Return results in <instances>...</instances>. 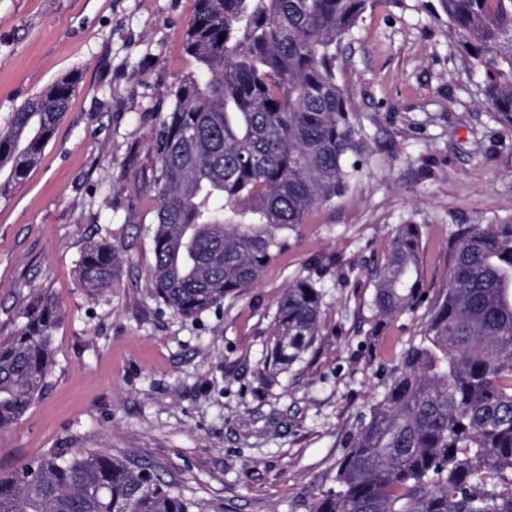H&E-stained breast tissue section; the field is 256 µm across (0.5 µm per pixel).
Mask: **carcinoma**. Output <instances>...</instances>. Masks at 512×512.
Returning <instances> with one entry per match:
<instances>
[{
	"instance_id": "1",
	"label": "carcinoma",
	"mask_w": 512,
	"mask_h": 512,
	"mask_svg": "<svg viewBox=\"0 0 512 512\" xmlns=\"http://www.w3.org/2000/svg\"><path fill=\"white\" fill-rule=\"evenodd\" d=\"M371 0H196L183 34L199 67L180 80L153 139L152 295L193 318L253 287L282 242L267 228L304 223L348 189L363 150L337 76V51ZM512 129V0H437ZM77 78L23 103L0 131V193L22 181L68 110ZM122 247L90 244L79 277L112 286ZM426 289L419 230L403 224L373 277L382 322L413 312ZM317 281H293L275 315L281 372L311 347L323 313ZM53 300L29 307L0 342V433L49 383ZM173 485L96 448H56L0 473V512H192ZM307 512H512V223L457 229L448 288L418 343L348 439L336 488Z\"/></svg>"
}]
</instances>
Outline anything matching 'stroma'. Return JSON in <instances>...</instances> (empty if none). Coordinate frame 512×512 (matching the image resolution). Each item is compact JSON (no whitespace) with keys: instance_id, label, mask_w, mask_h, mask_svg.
<instances>
[{"instance_id":"obj_1","label":"stroma","mask_w":512,"mask_h":512,"mask_svg":"<svg viewBox=\"0 0 512 512\" xmlns=\"http://www.w3.org/2000/svg\"><path fill=\"white\" fill-rule=\"evenodd\" d=\"M436 0H372L340 48L361 124L336 202L280 233L249 289L193 318L150 293L155 130L197 68L195 0H0V127L59 78L79 83L20 184L0 195V340L33 301L58 306L43 395L0 434V472L55 448H97L174 483L205 512H306L333 487L347 437L417 341L448 283L461 224L512 222V130L498 123ZM419 228L428 300L374 329L372 278ZM122 243L107 291L78 277L90 242ZM315 276L320 330L290 371L266 364L277 304Z\"/></svg>"}]
</instances>
